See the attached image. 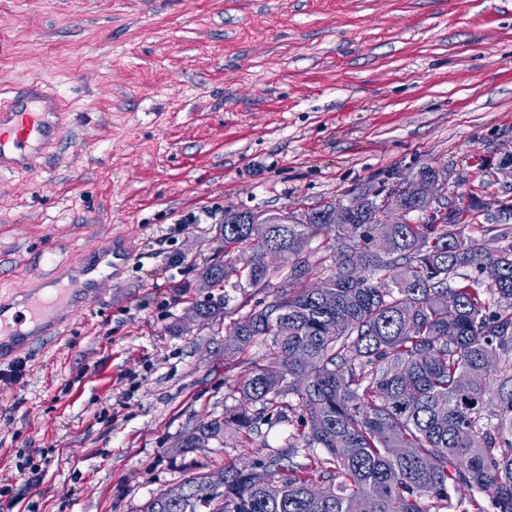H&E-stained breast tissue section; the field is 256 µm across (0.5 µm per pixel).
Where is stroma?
Listing matches in <instances>:
<instances>
[{
	"label": "stroma",
	"instance_id": "35a3bbf8",
	"mask_svg": "<svg viewBox=\"0 0 512 512\" xmlns=\"http://www.w3.org/2000/svg\"><path fill=\"white\" fill-rule=\"evenodd\" d=\"M33 81L68 131L37 170L0 176V295L54 250L70 263L123 238L134 258L0 381V512H144L299 422L172 449L236 403L231 315L287 286L272 256L266 285L201 287L225 213L383 197L425 165L455 195H502L484 166L512 149V0H0V94ZM204 302L223 314L190 320Z\"/></svg>",
	"mask_w": 512,
	"mask_h": 512
}]
</instances>
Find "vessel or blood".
I'll use <instances>...</instances> for the list:
<instances>
[{
    "label": "vessel or blood",
    "instance_id": "vessel-or-blood-1",
    "mask_svg": "<svg viewBox=\"0 0 512 512\" xmlns=\"http://www.w3.org/2000/svg\"><path fill=\"white\" fill-rule=\"evenodd\" d=\"M62 103L50 88L35 83L7 99L0 98V174L33 170L38 158L48 154L64 136ZM129 247L92 248L61 273L56 254H47L49 271L36 287L0 300V365L12 362L18 347L61 333L59 308L83 306L99 293L96 266L113 260H131Z\"/></svg>",
    "mask_w": 512,
    "mask_h": 512
}]
</instances>
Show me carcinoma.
I'll list each match as a JSON object with an SVG mask.
<instances>
[{"label":"carcinoma","mask_w":512,"mask_h":512,"mask_svg":"<svg viewBox=\"0 0 512 512\" xmlns=\"http://www.w3.org/2000/svg\"><path fill=\"white\" fill-rule=\"evenodd\" d=\"M388 205L327 203L308 224L224 217L230 259L206 266L204 285L266 284L274 245L289 289L230 322L224 355L261 338L269 353L231 379L240 403L185 431L177 452L226 433L249 445L295 408L301 431L249 464L185 480L179 502L154 496L146 512H441L462 487L512 512V206L495 223L469 194L438 222H413L422 211L409 203V219L388 224ZM321 233L333 234L331 266L312 261ZM489 263L499 277L481 288L466 271ZM300 445L323 454L299 461Z\"/></svg>","instance_id":"1"}]
</instances>
